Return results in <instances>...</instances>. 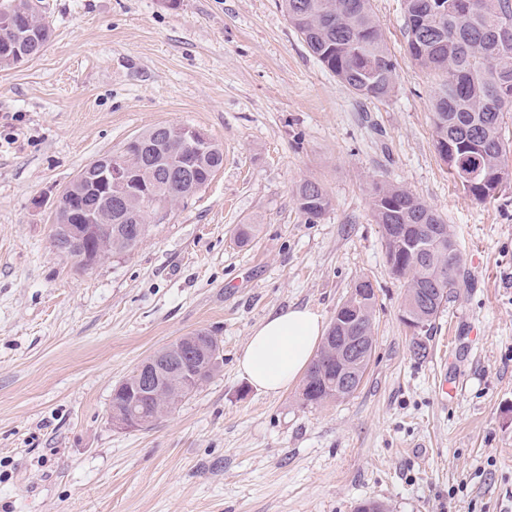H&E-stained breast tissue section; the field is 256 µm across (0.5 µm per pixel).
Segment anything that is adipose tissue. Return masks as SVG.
Instances as JSON below:
<instances>
[{
  "mask_svg": "<svg viewBox=\"0 0 512 512\" xmlns=\"http://www.w3.org/2000/svg\"><path fill=\"white\" fill-rule=\"evenodd\" d=\"M323 333L320 316L309 308L270 312L254 327L238 369L256 388L280 393L308 369Z\"/></svg>",
  "mask_w": 512,
  "mask_h": 512,
  "instance_id": "ef3b65f1",
  "label": "adipose tissue"
}]
</instances>
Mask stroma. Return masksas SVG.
<instances>
[{"instance_id":"stroma-1","label":"stroma","mask_w":512,"mask_h":512,"mask_svg":"<svg viewBox=\"0 0 512 512\" xmlns=\"http://www.w3.org/2000/svg\"><path fill=\"white\" fill-rule=\"evenodd\" d=\"M40 6L43 52L0 68V512H512V184L482 202L454 184L403 0H372L396 67L385 100L326 70L282 0ZM158 125L203 130L223 167L132 252L91 266L60 253L59 194ZM307 180L331 199L313 224L296 200ZM377 182L438 212L462 255L421 359ZM241 224L257 227L249 242ZM361 278L374 343L351 396L306 406L300 385L248 383L254 326L294 305L332 323ZM199 329L220 341V371L153 426L114 428V387Z\"/></svg>"}]
</instances>
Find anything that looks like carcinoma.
I'll use <instances>...</instances> for the list:
<instances>
[{
	"label": "carcinoma",
	"instance_id": "1",
	"mask_svg": "<svg viewBox=\"0 0 512 512\" xmlns=\"http://www.w3.org/2000/svg\"><path fill=\"white\" fill-rule=\"evenodd\" d=\"M288 22L309 51L356 96L382 100L395 87V66L383 28L371 0H282ZM406 50L423 69L445 75L433 104L432 122L437 152H446L444 163L453 181L477 201L497 194L512 180L507 154L512 147L502 135L504 115L512 112V39L500 36L503 21L512 22V0H403ZM10 33L0 28V67L13 66L15 48ZM177 128L154 127L141 134L142 142L127 145L132 166L145 189L171 206L185 199L189 184L205 186L224 165V151L216 143L203 155L182 154L177 173L186 184L168 187L139 171V153L156 151V145L176 137ZM299 210L315 223L331 205L318 182L305 181L296 190ZM64 206L75 222L85 212L81 195L67 197ZM372 211L380 224L391 273L404 280V310L420 322L423 333L431 330L440 309L461 286V255L453 234L435 246L429 241L434 227L445 225L441 216L401 186L376 183L372 187ZM150 214L139 216L140 239L118 232L126 223L123 209L112 210V234L78 242L68 254L90 256L128 253L149 232ZM361 297L356 312L348 315L350 331L357 336L373 333L376 294L372 283L356 281L336 310L340 314ZM343 367L332 350L321 347L303 384L304 405L336 401L332 385ZM194 385L164 387L146 404L144 415L154 422L171 412L183 399L197 391ZM124 391L112 398V408L124 410L137 392V381L125 379Z\"/></svg>",
	"mask_w": 512,
	"mask_h": 512
}]
</instances>
